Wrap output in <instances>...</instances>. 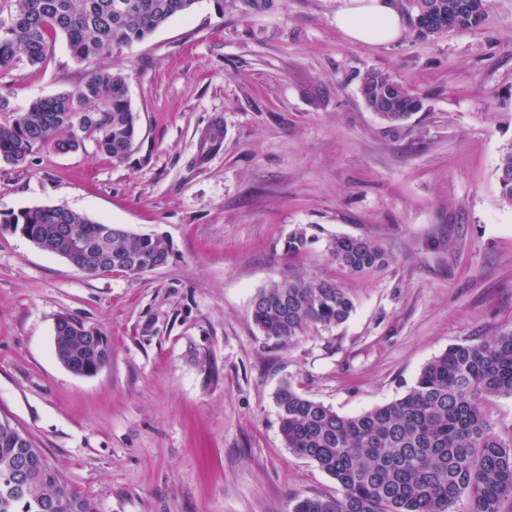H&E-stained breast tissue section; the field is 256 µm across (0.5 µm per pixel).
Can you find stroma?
Segmentation results:
<instances>
[{"mask_svg": "<svg viewBox=\"0 0 512 512\" xmlns=\"http://www.w3.org/2000/svg\"><path fill=\"white\" fill-rule=\"evenodd\" d=\"M472 30L349 42L339 0H274L242 14L197 0L114 55L139 115L120 164L93 142L0 164V214L63 206L171 244L154 271L90 276L0 231V418L41 448L96 512H288L335 480L282 442L275 393L351 416L403 396L449 346L512 330V207L497 168L512 142V0ZM85 64L57 37L47 61L0 74L22 109ZM394 74L424 100L387 128L359 93ZM378 243L364 274L324 242L291 256L296 226ZM291 275L338 281L355 311L286 344L251 317ZM107 336L112 360L78 376L54 354L58 318Z\"/></svg>", "mask_w": 512, "mask_h": 512, "instance_id": "1", "label": "stroma"}]
</instances>
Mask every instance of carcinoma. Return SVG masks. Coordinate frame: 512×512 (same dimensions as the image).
<instances>
[{"instance_id": "cac0c4a2", "label": "carcinoma", "mask_w": 512, "mask_h": 512, "mask_svg": "<svg viewBox=\"0 0 512 512\" xmlns=\"http://www.w3.org/2000/svg\"><path fill=\"white\" fill-rule=\"evenodd\" d=\"M197 0H0V73L19 61L44 64L57 36L78 62L109 58L151 35ZM419 38L479 26L485 0H398ZM365 105L395 128L423 109V99L389 73L372 71L360 88ZM0 162L20 165L37 150L65 154L85 142L123 162L133 149L137 115L128 75L103 66L72 88L37 98L19 111L0 93ZM500 197L512 206V144L498 168ZM0 226L38 248L67 259L89 275L122 271L137 275L167 264L170 243L159 234L137 235L112 226L101 242L100 222L63 206H37L0 217ZM317 225L294 228L290 255L315 243ZM327 251L349 273L386 262L375 242L336 235ZM355 304L336 281L288 277L259 290L252 320L268 341L286 343L307 330L345 323ZM54 336L58 361L91 376L112 357L96 329L62 317ZM512 396V331L478 344H455L427 363L401 398L356 416H342L285 383L275 395L286 448L336 480V496H295L289 512H500L512 498V444L502 443L482 405ZM0 512H95L66 487L40 449L11 421L0 419Z\"/></svg>"}]
</instances>
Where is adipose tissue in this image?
<instances>
[{
    "label": "adipose tissue",
    "instance_id": "1",
    "mask_svg": "<svg viewBox=\"0 0 512 512\" xmlns=\"http://www.w3.org/2000/svg\"><path fill=\"white\" fill-rule=\"evenodd\" d=\"M336 26L348 41L365 44L398 41L405 30L395 0H341Z\"/></svg>",
    "mask_w": 512,
    "mask_h": 512
}]
</instances>
